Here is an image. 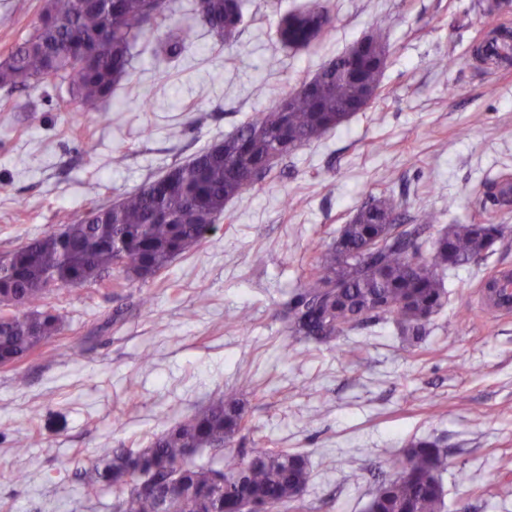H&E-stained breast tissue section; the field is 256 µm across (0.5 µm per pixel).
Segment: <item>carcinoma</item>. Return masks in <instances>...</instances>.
I'll return each instance as SVG.
<instances>
[{"instance_id": "1", "label": "carcinoma", "mask_w": 512, "mask_h": 512, "mask_svg": "<svg viewBox=\"0 0 512 512\" xmlns=\"http://www.w3.org/2000/svg\"><path fill=\"white\" fill-rule=\"evenodd\" d=\"M171 0H157L160 22L146 18L144 0H45L37 24L0 60V88L25 91L56 81L68 83L71 98L95 111L133 70L134 47L159 28ZM246 0H195V11L222 43L232 40ZM330 15L320 5L292 12L278 23L282 44L296 48L316 40ZM194 45L190 27H177L156 56H174ZM509 37L499 30L477 55L491 63L509 61ZM388 58L386 30H372L356 58L342 53L309 80L312 89L284 92L272 107L248 117L237 130L203 149L164 176L112 202L116 215L93 204L65 225L31 239L9 253L0 268V365L33 354L63 327L51 304L55 291L103 280L117 269L128 280L141 271L157 275L178 255L205 239L224 217L226 203L252 189L277 163L335 130L363 111L362 100L380 82ZM433 218L407 224L394 198L372 199L343 225L334 248L323 252L289 302L285 318L294 336L327 341L369 319H390L413 344L429 319L448 303L446 271L474 263L494 251L505 225L450 224L424 253L422 234ZM246 412L234 390L220 391L202 410L154 435L144 448H103L97 478L115 488V512H237L241 499L266 501L270 510L296 507L305 492L308 462L287 450H260L231 459L228 472L242 482L215 495L210 464L198 453L216 451L247 428ZM390 467L408 474L379 485L368 512H447L442 473L447 455L438 441L410 443Z\"/></svg>"}]
</instances>
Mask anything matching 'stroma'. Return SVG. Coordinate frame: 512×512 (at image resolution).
<instances>
[{"label": "stroma", "instance_id": "35a3bbf8", "mask_svg": "<svg viewBox=\"0 0 512 512\" xmlns=\"http://www.w3.org/2000/svg\"><path fill=\"white\" fill-rule=\"evenodd\" d=\"M488 2L250 0L223 44L179 0L99 115L64 84L0 89L1 256L165 174L373 28L388 31L384 96L229 201L200 243L148 280L118 288L112 270L107 286L60 291V333L0 366V512H114L112 492L91 488L99 449L145 447L229 388L248 426L227 454L307 456L297 512H367L390 459L425 437L448 452L449 512H512V319L480 306L485 276L512 266V206L494 204L512 178V61L474 54L490 29H512V5L490 13ZM316 3L329 27L284 47L280 17ZM42 4L0 0V54ZM176 27L194 28L195 44L159 62L151 50ZM382 195L406 220L433 214L427 238L492 210L505 239L448 271V305L411 351L389 320L321 343L291 336L282 312L303 275Z\"/></svg>", "mask_w": 512, "mask_h": 512}]
</instances>
